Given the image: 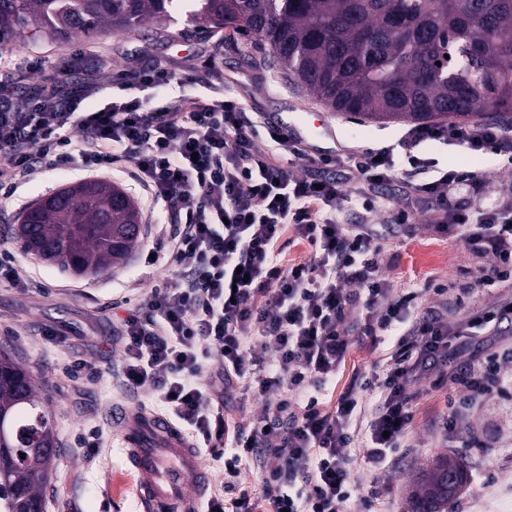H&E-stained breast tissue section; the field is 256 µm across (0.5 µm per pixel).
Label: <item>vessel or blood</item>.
Segmentation results:
<instances>
[{"mask_svg":"<svg viewBox=\"0 0 512 512\" xmlns=\"http://www.w3.org/2000/svg\"><path fill=\"white\" fill-rule=\"evenodd\" d=\"M111 421L139 478L140 512H201L209 476L173 421L125 404L113 406Z\"/></svg>","mask_w":512,"mask_h":512,"instance_id":"b4317fda","label":"vessel or blood"}]
</instances>
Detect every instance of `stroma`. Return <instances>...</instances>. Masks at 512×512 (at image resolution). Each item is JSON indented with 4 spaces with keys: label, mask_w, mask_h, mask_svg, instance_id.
I'll return each instance as SVG.
<instances>
[{
    "label": "stroma",
    "mask_w": 512,
    "mask_h": 512,
    "mask_svg": "<svg viewBox=\"0 0 512 512\" xmlns=\"http://www.w3.org/2000/svg\"><path fill=\"white\" fill-rule=\"evenodd\" d=\"M88 58V65H73L75 56ZM40 57L57 65H71L74 85L103 83L127 61L181 71L203 60L216 61V79L227 93L238 95L243 105L273 125H294L305 137L311 159L372 149L394 143L404 124L376 125L340 116L307 96L285 74L272 70L260 56L249 55L240 39H227L223 30L191 22L187 14L173 13L163 25L135 28L93 37L77 36L62 42L42 40L16 49L0 50V84L15 86V101L23 103L33 85L21 78L14 66L17 57ZM320 115L333 132L325 138L312 124ZM422 156L435 159L439 168L459 172L480 171L487 181L486 195L460 190L471 208L484 207L497 197L501 186L512 183V163L506 157L474 152L464 146L429 142L419 148ZM87 173L56 170L18 188L14 200L0 210V240H11L12 229L22 220L25 208L58 189L87 180ZM419 230L409 237L383 235V259L394 288L423 287L430 280L450 285L474 273L475 260L459 243L439 235L431 226L430 211H422ZM20 284L0 282V348L12 351L43 385L45 406L52 415L59 451L52 478L44 495L47 512H137V478L124 462L121 441L108 417L112 404L133 401L157 410L151 393L126 397L114 372L119 364L112 350V331L124 317L126 300L139 289L162 282L163 267L151 264L141 249L108 273L79 277L48 264L13 243ZM387 346L370 341L353 344L323 403L334 409L339 395L354 376L371 366H386ZM78 360L94 363L101 371L89 386L71 379L70 364ZM415 393L414 419L402 448L388 468L371 472L364 459L352 465L359 484L350 501V512H405L413 479L426 460L447 449L433 426L445 411L448 394L429 389L426 380L412 381ZM95 422L103 430L104 446L96 461L87 462L75 448L73 438L85 423ZM471 472V481L458 494L455 512H495L497 498L512 492V452L500 448H461ZM375 500H368L369 491Z\"/></svg>",
    "instance_id": "stroma-1"
}]
</instances>
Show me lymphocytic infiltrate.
<instances>
[{"label":"lymphocytic infiltrate","instance_id":"1","mask_svg":"<svg viewBox=\"0 0 512 512\" xmlns=\"http://www.w3.org/2000/svg\"><path fill=\"white\" fill-rule=\"evenodd\" d=\"M16 69L43 81L20 106L13 86L0 84V208L47 172L124 165L165 215L142 248L167 278L140 291L119 321L120 376L130 391L152 390L201 453L223 460L225 488L257 466L258 494L213 496L203 512H347L351 464L360 455L380 469L399 448L415 378L448 388L437 428L449 447H512V295L500 292L512 284V199L466 207L459 185L482 191L484 174L428 179V161L414 153L430 140L512 152L500 128L420 124L400 140L418 180L392 223L414 233L419 205H432L435 231L481 261L452 305L447 287L399 292L387 275L376 225L385 200L375 189L394 175L392 148L355 162L361 180L350 198L336 181L282 164L303 153L283 129L268 127L271 144L259 148V119L233 96L153 107L133 94L210 84L213 64L178 74L126 66L113 83L119 97L96 110L86 102L99 85L71 89L69 67L30 59ZM348 201L359 223L345 222ZM289 225L309 256L285 265L277 256ZM356 336L388 344L390 363L358 374L324 410L320 397ZM215 350L221 370L210 381L203 373ZM364 392L373 397L367 410ZM239 396L262 403L244 424L232 417Z\"/></svg>","mask_w":512,"mask_h":512}]
</instances>
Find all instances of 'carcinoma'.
<instances>
[{"label":"carcinoma","instance_id":"cac0c4a2","mask_svg":"<svg viewBox=\"0 0 512 512\" xmlns=\"http://www.w3.org/2000/svg\"><path fill=\"white\" fill-rule=\"evenodd\" d=\"M185 0H0V47L38 38L65 40L157 22ZM192 21L246 37L329 110L370 123H482L512 130V0H190ZM40 201L14 228L27 251L73 273L103 274L123 264L139 236V212L121 188L89 180ZM37 386L15 355L0 348V414L58 447ZM0 468V512L45 503L55 456L24 447ZM462 483L458 457L440 453L421 469L407 512H448Z\"/></svg>","mask_w":512,"mask_h":512}]
</instances>
